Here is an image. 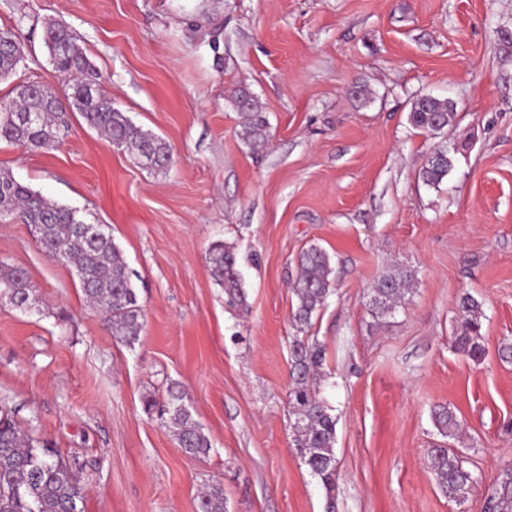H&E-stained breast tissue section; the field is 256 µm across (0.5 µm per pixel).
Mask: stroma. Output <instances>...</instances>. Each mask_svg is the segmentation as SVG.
Instances as JSON below:
<instances>
[{"instance_id":"obj_1","label":"stroma","mask_w":512,"mask_h":512,"mask_svg":"<svg viewBox=\"0 0 512 512\" xmlns=\"http://www.w3.org/2000/svg\"><path fill=\"white\" fill-rule=\"evenodd\" d=\"M51 23L175 157L142 168L76 112L57 150L0 142V168L105 225L143 309L139 342L115 340L75 271L0 217V263L27 271L36 301L0 303V410L80 466L84 512H199L213 483L227 512H482L512 467V0H0V28L25 36L0 96L31 75L63 92ZM241 88L266 122L256 147L239 136ZM419 95L454 101V123L415 129ZM438 146L453 167L431 187L421 169ZM216 240L247 259L248 314L225 308L211 276ZM313 245L334 278L308 330L337 418L331 492L288 416L290 285ZM398 268L413 291L377 321L371 290ZM466 293L485 313L477 361L453 348ZM172 382L208 454H186L145 412ZM437 404L462 422L475 480L462 501L428 465Z\"/></svg>"}]
</instances>
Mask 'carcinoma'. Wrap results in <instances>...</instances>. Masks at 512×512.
<instances>
[{"label": "carcinoma", "mask_w": 512, "mask_h": 512, "mask_svg": "<svg viewBox=\"0 0 512 512\" xmlns=\"http://www.w3.org/2000/svg\"><path fill=\"white\" fill-rule=\"evenodd\" d=\"M0 80L17 72L25 61L21 30L0 29ZM45 44L54 68L67 78L63 96L29 77L12 88L11 95L0 97V140L33 150L51 151L69 128V113L78 112L87 125L124 149L145 169L164 171L172 162V152L160 137L143 130L114 106L104 93L90 61L72 32L51 24L46 28ZM240 116V135L251 143L261 135L260 105L248 92L234 99ZM29 114L39 116L31 125ZM454 105L448 99L421 96L413 100L409 119L420 130L432 132L435 126H450L455 119ZM448 149H434L422 169L425 184L437 187L452 169ZM75 211L51 201L14 176L0 169V216L14 215L30 224L40 247L52 258L72 268L79 279L86 301L100 310L112 336L132 346L143 329V311L138 305L130 273L112 235L100 225L76 224ZM211 276L224 290V304L231 310L247 312L238 248L233 243L216 240L206 251ZM299 274L293 284L297 298L293 320L300 327L309 326L313 315L333 292L331 257L322 248L312 246L298 260ZM414 274L402 270L382 276L373 286L371 312L377 318L392 314L410 291ZM17 308L32 306L27 273L17 267L0 264V298ZM482 303L464 295L459 303L454 347L473 360L482 355L478 339L482 326ZM290 387L288 410L293 419V448L311 474L327 491L336 484V416L320 396L325 360L323 346L303 337L290 343ZM179 384L167 386L165 401L155 409L148 399L145 410L157 411L163 424L173 429L178 445L191 456L207 453L211 444L201 425L193 419ZM438 433L453 437L461 422L447 407L432 413ZM429 468L439 490L460 500L474 485L467 458L457 448L434 444L428 449ZM84 484L79 468L64 460L48 443L34 444L9 417H0V512H83ZM201 512H226L224 488L209 486L200 496ZM484 512H512V470H506L500 491L490 495Z\"/></svg>", "instance_id": "cac0c4a2"}]
</instances>
